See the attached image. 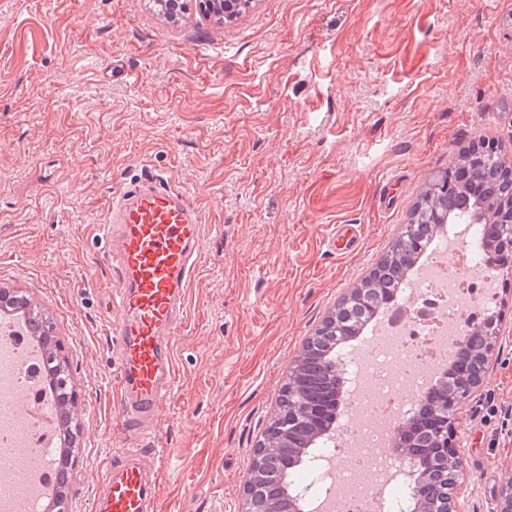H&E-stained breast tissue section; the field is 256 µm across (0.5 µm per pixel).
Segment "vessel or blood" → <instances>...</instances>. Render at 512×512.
<instances>
[{"mask_svg": "<svg viewBox=\"0 0 512 512\" xmlns=\"http://www.w3.org/2000/svg\"><path fill=\"white\" fill-rule=\"evenodd\" d=\"M105 247L113 271L112 357L119 388L116 437H159V407L176 384L173 338L184 321V295L200 262L203 213L173 177L148 173L133 187L113 194L105 221ZM12 413L29 428L30 451L10 459L27 482L43 476L38 448L56 434L40 403L27 391L16 395ZM165 451L137 456L113 453L102 475L96 512H153L155 477Z\"/></svg>", "mask_w": 512, "mask_h": 512, "instance_id": "1", "label": "vessel or blood"}]
</instances>
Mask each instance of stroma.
<instances>
[{
    "label": "stroma",
    "mask_w": 512,
    "mask_h": 512,
    "mask_svg": "<svg viewBox=\"0 0 512 512\" xmlns=\"http://www.w3.org/2000/svg\"><path fill=\"white\" fill-rule=\"evenodd\" d=\"M512 157V0H252L224 24L151 0H0V287L50 318L80 395L75 495L95 512L118 386L113 192L172 176L205 240L161 406L155 512H242L253 448L305 340L471 142ZM359 225L340 255L337 225ZM457 408L461 512L512 475V277Z\"/></svg>",
    "instance_id": "stroma-1"
}]
</instances>
